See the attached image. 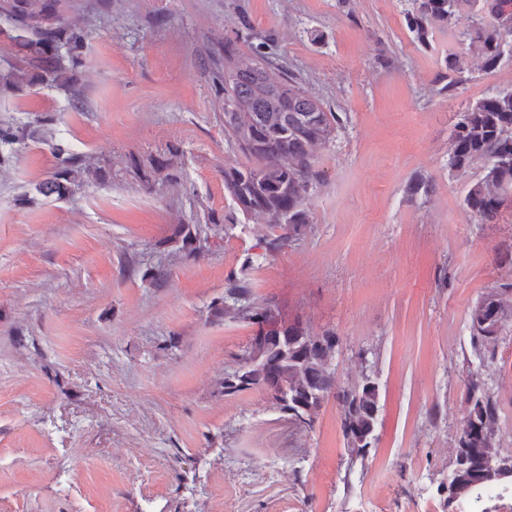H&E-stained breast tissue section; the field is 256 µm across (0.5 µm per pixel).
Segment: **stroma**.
<instances>
[{"label":"stroma","mask_w":512,"mask_h":512,"mask_svg":"<svg viewBox=\"0 0 512 512\" xmlns=\"http://www.w3.org/2000/svg\"><path fill=\"white\" fill-rule=\"evenodd\" d=\"M410 0H69L93 33L84 107L43 85L0 97V121L42 119L0 165V512H448V474L479 374L512 453V318L478 360L469 312L512 283L497 249L512 202L484 224L464 204L480 167L448 165L460 111L512 87L470 58L447 90L444 58L466 44L406 25ZM256 47L344 124L317 151L310 222L270 253L274 231L224 189L248 164L224 137L212 73L225 44ZM109 179L64 199L36 191L52 144ZM171 154L178 185L142 184L132 160ZM429 195H410L416 179ZM179 224L206 227L194 252ZM166 277L153 283L150 271ZM310 333L335 332L336 384L372 376L376 440L349 457L336 400L313 426L261 389L223 393L256 327L218 317L230 280Z\"/></svg>","instance_id":"obj_1"}]
</instances>
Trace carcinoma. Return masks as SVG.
Listing matches in <instances>:
<instances>
[{
    "label": "carcinoma",
    "instance_id": "carcinoma-1",
    "mask_svg": "<svg viewBox=\"0 0 512 512\" xmlns=\"http://www.w3.org/2000/svg\"><path fill=\"white\" fill-rule=\"evenodd\" d=\"M467 0H411L405 19L409 30L428 44L435 25L458 24ZM463 37L467 49L490 73L512 62V0H476ZM67 0H0V35L24 55L26 68L0 70V96L25 85L41 84L68 96L79 107L81 68L88 49L89 31L73 26L65 15ZM212 81L224 96V135L228 143L252 159L244 166H224V187L244 214H260L278 234L268 242L273 251L300 236L310 223L306 201L316 179V150L332 139L341 117L325 111L292 80L283 77L267 53L245 62L235 47L224 45V69ZM28 136L25 127L0 123V164L7 151ZM58 162L36 186L39 195L64 199L91 181H105L107 170L67 155L52 146ZM474 165L483 170L480 181L469 186L465 206L484 224L497 221L512 197V88L499 89L459 112L451 137L449 166L463 171ZM172 162L151 157L148 165L132 162L133 177L147 182L158 177L176 182ZM206 230L197 224H179L172 242L186 251L196 250ZM512 284L490 288L470 310L471 346L479 359L491 357L508 311L502 295ZM243 312L258 326L238 367L224 375V395L253 388L281 392L273 404L295 423L312 426L329 396L342 409V425L351 458H365L372 446L379 412V388L372 377L348 388H336L335 371L328 368L336 334L314 335L300 323L284 320L279 310L266 305L216 309L218 315ZM468 430L458 440L453 461L454 481L448 494L464 489L477 499L488 489L485 464L496 457L512 466V454L503 453L495 439L498 408L481 378L467 377Z\"/></svg>",
    "mask_w": 512,
    "mask_h": 512
}]
</instances>
